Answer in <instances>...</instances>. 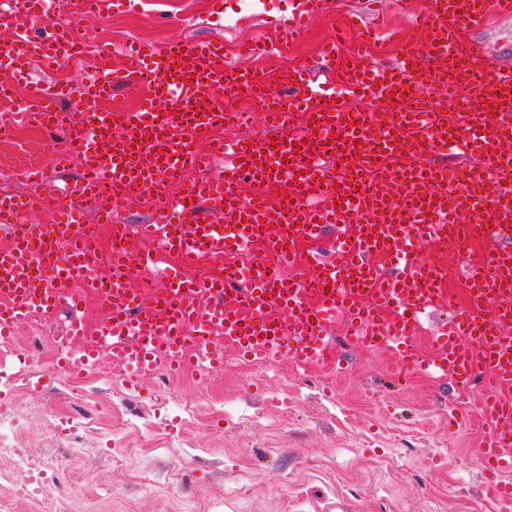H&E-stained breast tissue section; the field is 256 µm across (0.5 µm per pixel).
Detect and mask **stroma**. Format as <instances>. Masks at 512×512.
<instances>
[{
	"mask_svg": "<svg viewBox=\"0 0 512 512\" xmlns=\"http://www.w3.org/2000/svg\"><path fill=\"white\" fill-rule=\"evenodd\" d=\"M211 2L135 0L70 23L111 49L122 72L134 46L171 39L223 40L228 63L256 70L318 67L339 33L367 41L372 63L389 68L419 22L418 0H323L287 43L276 23L295 0H223L219 14ZM464 38L512 69V18L490 17ZM255 42L270 54L245 53ZM53 151L42 129L0 140V182L15 160L46 162ZM61 344L59 318L23 324L15 354L0 358L11 374L19 354L39 355L0 404V445L25 459L23 472L0 478V512H497L478 460L482 387L465 393L415 373L404 381L382 353L347 346L341 370L258 364L223 347L206 375H149L136 394L105 359L73 380L54 366Z\"/></svg>",
	"mask_w": 512,
	"mask_h": 512,
	"instance_id": "1",
	"label": "stroma"
}]
</instances>
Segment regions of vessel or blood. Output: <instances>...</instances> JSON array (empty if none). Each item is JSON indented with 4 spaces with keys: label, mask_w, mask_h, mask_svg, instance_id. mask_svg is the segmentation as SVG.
I'll return each mask as SVG.
<instances>
[{
    "label": "vessel or blood",
    "mask_w": 512,
    "mask_h": 512,
    "mask_svg": "<svg viewBox=\"0 0 512 512\" xmlns=\"http://www.w3.org/2000/svg\"><path fill=\"white\" fill-rule=\"evenodd\" d=\"M59 7L58 0H0V28L12 33L0 64L13 83L28 87L19 111L0 113V130L28 123L66 135L48 167L18 173L56 196L51 223H16L36 198L0 195V340H10L37 311L67 309L60 368L79 372L105 356L136 391L157 371L208 370L220 345L258 362L285 354L304 366L332 362L337 349L328 326L339 313L348 321L346 343L384 352L396 374L411 362L465 391L486 386L479 405L488 424L481 450L486 491L511 502L512 484L497 476L512 470V71L491 67L483 44L460 34L492 14L511 15L512 0H427L421 41L397 67L374 68L360 46L334 61L342 86L299 67L288 96L274 98L267 135L221 141L211 140L210 130L227 115L212 89L263 100L273 98L280 77L234 70L220 44L142 45L135 73L152 96L133 109L103 110L97 102L111 97L116 78L111 52L102 48L82 93L89 106L71 121L60 108L71 90L30 78L33 66L55 69L78 48L67 30L28 34L30 17ZM321 8V0H301L282 25L286 37L295 38ZM434 86L445 100L432 101ZM340 93L367 99V108H349L337 101ZM448 135L463 164L436 162ZM275 139L281 148L272 147ZM74 159L81 176L56 185L53 170ZM188 167L212 177L174 201L180 230L157 221L113 223L136 187L158 190ZM351 170L360 172L358 184H351ZM390 172L415 195L392 199L380 184ZM246 179L264 186L265 196H244ZM87 208L111 227L112 274L104 279L91 277L99 232L81 224ZM214 208L223 222L204 221ZM135 237L156 249L133 263L128 247ZM469 239L481 241L484 254L464 267L467 305L436 330L434 357L416 359L410 347L422 316L450 305L447 265L425 261L423 253L438 255ZM255 240L265 245L257 257L249 254ZM170 253L180 266L156 270L158 255ZM227 255L233 261L224 272H198L202 258ZM158 274L161 289L153 286ZM79 279L92 280L95 294L109 302L96 325L80 314L84 296L69 290Z\"/></svg>",
    "instance_id": "vessel-or-blood-1"
}]
</instances>
